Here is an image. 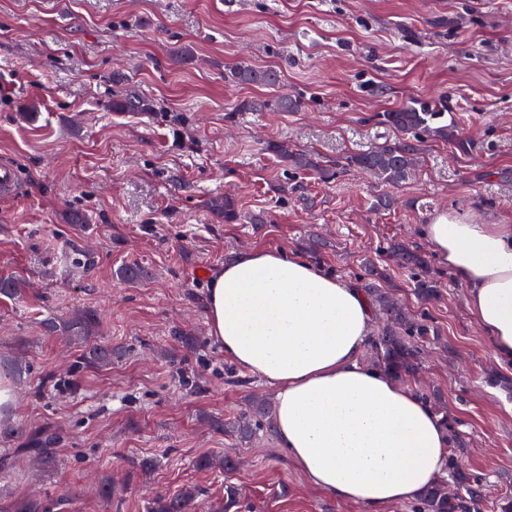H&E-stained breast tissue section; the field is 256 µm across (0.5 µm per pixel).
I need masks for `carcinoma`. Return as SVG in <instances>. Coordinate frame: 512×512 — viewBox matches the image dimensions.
Returning <instances> with one entry per match:
<instances>
[{"label": "carcinoma", "instance_id": "carcinoma-1", "mask_svg": "<svg viewBox=\"0 0 512 512\" xmlns=\"http://www.w3.org/2000/svg\"><path fill=\"white\" fill-rule=\"evenodd\" d=\"M228 79L234 83H248L261 86H274L279 82V74L273 69H256L249 66L234 68ZM147 109V104L136 93L112 102V110L135 112ZM442 101L428 100L411 102L394 112L383 113V124L397 130L401 138L392 144L374 147L345 157L344 164L365 171L377 179L397 185L411 174L417 155L421 153L426 138L433 137L464 147L459 132L450 124L442 122ZM276 152L300 171H314L322 178L329 177V170L308 154L293 153L284 145L275 146ZM207 207L224 218L226 224H236L242 220L235 201L228 196H214L207 200ZM389 254L396 264L411 274L416 300L427 305L439 296L438 272L428 256L403 242L391 244ZM367 277L360 284L375 316L383 320L378 334L369 337L367 350L375 367L394 378L403 381L417 379L423 369L422 353L425 346L439 342V332L424 314L417 316L400 304L385 287L387 280L383 270L369 259L365 262ZM24 284L12 276H0V296L8 299L22 297ZM99 315L92 309L82 310L68 318H51L44 323L49 335L61 334L78 347L77 363L83 368L102 367L112 363V344L96 336ZM421 397L429 403L442 426L449 431L452 451L448 456V476L442 477L429 486L414 506V512H484L488 508L494 512H512V499L503 498L488 503L483 482L465 474L462 467V454L465 443L457 431L458 422L448 415V407L439 391H426ZM214 425L238 434L241 437L255 430L273 431L274 418L271 405L257 399L251 409L232 421H214ZM0 434L7 437H25V446L17 449L13 456L0 457V473L13 470L20 456H33L40 464L50 466L55 455L51 446L55 437L46 430L31 432L15 421L0 423ZM195 466L199 470L220 467L233 470L237 461L233 458L214 459L211 456L199 457ZM203 490L188 487L176 495H157L151 499L148 512H195ZM69 504L67 495L55 499H18L8 512H59ZM240 493L232 485L224 488V502L211 512H232L239 508Z\"/></svg>", "mask_w": 512, "mask_h": 512}]
</instances>
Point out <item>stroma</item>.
<instances>
[{"label":"stroma","instance_id":"35a3bbf8","mask_svg":"<svg viewBox=\"0 0 512 512\" xmlns=\"http://www.w3.org/2000/svg\"><path fill=\"white\" fill-rule=\"evenodd\" d=\"M192 49L174 63L173 50ZM273 68L278 85L227 81L238 65ZM137 92L142 112H116ZM300 99L294 112L271 104ZM443 99L467 152L430 138L399 185L346 165V156L398 140L381 115ZM246 101H264L244 112ZM317 158L331 175L288 172L271 144ZM18 168L0 194V276L26 283L0 298V358L29 365L9 378L11 408L28 429L50 428L58 464L23 459L0 478V512L24 497L69 492L68 512H147L149 498L198 486L209 502L237 486L249 512H362L316 491L270 432L241 441L213 429L262 380L232 369L209 334V278L248 248L303 252L357 282L359 259L390 241L423 248L438 213L512 224V0H0V163ZM231 196L242 222L205 205ZM395 204L377 209L378 197ZM87 222L69 221L73 209ZM92 267L69 261L73 246ZM140 263L150 279L126 283ZM428 314L446 347L421 380L441 389L469 445L465 469L489 496L512 495V398L488 374L497 361L447 269ZM96 310L118 349L110 366L76 369L77 356L42 321ZM181 329L196 342L179 347ZM232 453V472L200 471L202 455ZM156 460L150 472L133 468ZM111 483V499L97 486Z\"/></svg>","mask_w":512,"mask_h":512}]
</instances>
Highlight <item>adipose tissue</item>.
Listing matches in <instances>:
<instances>
[{
	"label": "adipose tissue",
	"instance_id": "1",
	"mask_svg": "<svg viewBox=\"0 0 512 512\" xmlns=\"http://www.w3.org/2000/svg\"><path fill=\"white\" fill-rule=\"evenodd\" d=\"M466 290L497 360L512 361V224L441 212L421 228ZM206 316L224 358L275 391V434L319 492L364 512L414 501L448 473V439L415 392L363 359L360 289L283 250L239 254L211 276Z\"/></svg>",
	"mask_w": 512,
	"mask_h": 512
}]
</instances>
